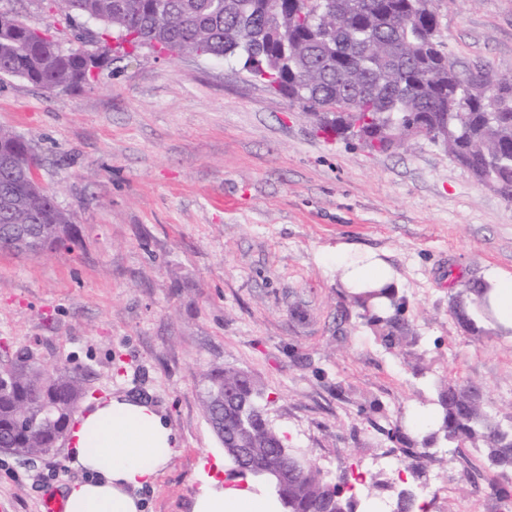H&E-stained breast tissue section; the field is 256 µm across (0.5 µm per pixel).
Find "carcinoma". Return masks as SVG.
I'll use <instances>...</instances> for the list:
<instances>
[{
  "instance_id": "obj_1",
  "label": "carcinoma",
  "mask_w": 512,
  "mask_h": 512,
  "mask_svg": "<svg viewBox=\"0 0 512 512\" xmlns=\"http://www.w3.org/2000/svg\"><path fill=\"white\" fill-rule=\"evenodd\" d=\"M433 0H52L66 22L92 21L103 29L95 50L109 60L105 36L113 32L130 52L222 58L262 78L288 97L320 128L369 151L396 153L420 139L466 167L481 184L512 201V73L484 69L464 76L445 52ZM87 49L62 48L47 30L24 20L0 28V76L23 78L53 92L98 78L86 65ZM0 234L7 224H31L45 236V249L65 244L71 214L54 194L29 178L34 147L0 126ZM468 285L451 298L452 317L474 335L498 334L476 324ZM382 290L345 291L357 317L394 347L409 335L405 301L394 295L381 309ZM255 400L246 434L261 465L283 451L304 461V471L271 493L283 512H354V497L334 496L305 454L287 447L268 417L270 401L243 370H214L202 396L206 414L222 395ZM87 390L78 366L47 367L33 353L11 350L0 358V447L30 459L65 435ZM439 439L478 453L495 471L512 470V419L490 413L473 386L442 381L436 399Z\"/></svg>"
}]
</instances>
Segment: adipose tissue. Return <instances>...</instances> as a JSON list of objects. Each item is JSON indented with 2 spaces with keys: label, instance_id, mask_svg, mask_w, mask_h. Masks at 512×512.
Returning <instances> with one entry per match:
<instances>
[{
  "label": "adipose tissue",
  "instance_id": "obj_1",
  "mask_svg": "<svg viewBox=\"0 0 512 512\" xmlns=\"http://www.w3.org/2000/svg\"><path fill=\"white\" fill-rule=\"evenodd\" d=\"M336 268L349 287L398 288L390 267L371 253L337 250ZM482 282L490 289L497 324L512 330V274L492 268ZM69 444L73 465L88 477L67 488L65 512H143L138 492L170 464L176 439L149 403L111 398L80 414ZM226 470L225 461L215 460L209 485L197 495L193 512H279L266 491L224 486Z\"/></svg>",
  "mask_w": 512,
  "mask_h": 512
}]
</instances>
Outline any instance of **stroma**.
Returning <instances> with one entry per match:
<instances>
[{"label": "stroma", "mask_w": 512, "mask_h": 512, "mask_svg": "<svg viewBox=\"0 0 512 512\" xmlns=\"http://www.w3.org/2000/svg\"><path fill=\"white\" fill-rule=\"evenodd\" d=\"M460 72H512V0H434ZM50 28L75 48L92 22L66 24L48 0H0V13ZM0 126L29 141L39 178L73 216V248L0 252V343L84 370L85 408L110 396L150 401L177 440L144 512H192L224 450L201 396L212 370L247 372L270 399L289 447L334 483L370 458L381 512L402 487L425 512H512V474L464 449L426 446L414 425L436 380L473 385L512 417V336H474L448 312L456 289L491 267L512 273V202L420 140L370 154L320 132L287 98L235 64L150 49L113 53L91 84L46 92L0 78ZM371 251L393 269L409 343L386 346L346 315L336 247ZM430 368L414 374L415 363ZM428 447L425 465L402 455ZM84 472L68 446L34 463L0 453V506L44 512Z\"/></svg>", "instance_id": "35a3bbf8"}]
</instances>
